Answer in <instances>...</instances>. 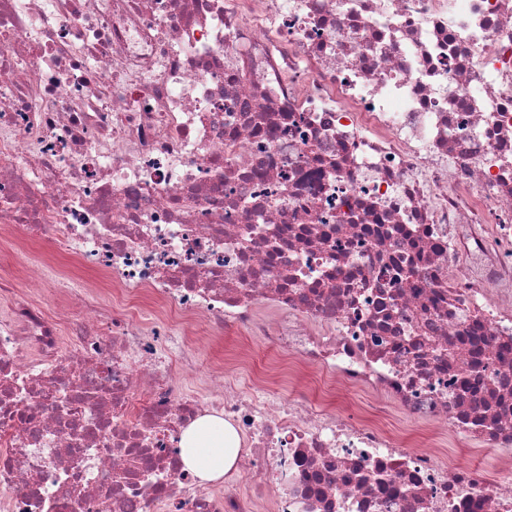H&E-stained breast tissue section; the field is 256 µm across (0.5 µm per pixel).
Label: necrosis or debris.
<instances>
[{
    "mask_svg": "<svg viewBox=\"0 0 512 512\" xmlns=\"http://www.w3.org/2000/svg\"><path fill=\"white\" fill-rule=\"evenodd\" d=\"M0 235L116 290L0 272V512H512V0H0ZM193 332L195 335L188 336V338L195 344L204 361L214 359L220 352L221 346L223 350L224 348L231 349L241 347L249 351H254L256 360L269 362L272 368L271 372L275 374L276 377L277 383L275 388L279 395L288 397L291 393L294 383L288 376V369L281 361L280 356L267 344H256L249 337L236 335H223L222 340H219L210 336L203 324L196 325ZM239 446L238 436L224 419L205 417L184 433L181 456L200 480L219 481L235 467Z\"/></svg>",
    "mask_w": 512,
    "mask_h": 512,
    "instance_id": "1",
    "label": "necrosis or debris"
}]
</instances>
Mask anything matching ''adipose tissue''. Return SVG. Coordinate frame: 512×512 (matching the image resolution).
Listing matches in <instances>:
<instances>
[{"mask_svg":"<svg viewBox=\"0 0 512 512\" xmlns=\"http://www.w3.org/2000/svg\"><path fill=\"white\" fill-rule=\"evenodd\" d=\"M240 441L223 419H200L183 436L182 459L185 466L202 481L222 478L236 465Z\"/></svg>","mask_w":512,"mask_h":512,"instance_id":"1","label":"adipose tissue"}]
</instances>
